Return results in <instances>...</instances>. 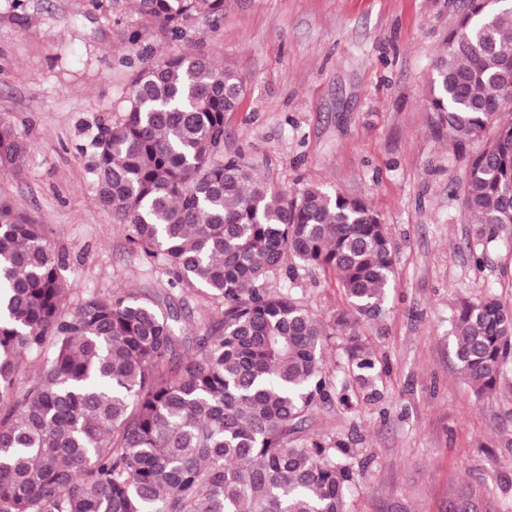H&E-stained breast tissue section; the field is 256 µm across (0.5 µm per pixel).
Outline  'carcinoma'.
Listing matches in <instances>:
<instances>
[{"label":"carcinoma","mask_w":512,"mask_h":512,"mask_svg":"<svg viewBox=\"0 0 512 512\" xmlns=\"http://www.w3.org/2000/svg\"><path fill=\"white\" fill-rule=\"evenodd\" d=\"M172 38L224 0H137ZM431 122L468 156L461 206L484 246L512 232V0H468L434 64ZM240 76L198 53L150 60L124 119L98 141L96 195L147 259L198 287L222 318L189 353L180 314L127 291L66 307L46 225L0 204V512H346L345 443L298 434L332 400L330 333L299 302L265 288L294 268L334 274L350 314L378 321L393 287L394 249L361 198L308 186L293 195L224 157V118ZM28 144L0 123V171L21 172ZM454 356L478 397L500 388L512 357V307L489 293L451 316ZM348 364L374 369L359 337ZM457 493L452 512H474Z\"/></svg>","instance_id":"obj_1"}]
</instances>
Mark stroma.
<instances>
[{
	"label": "stroma",
	"instance_id": "1",
	"mask_svg": "<svg viewBox=\"0 0 512 512\" xmlns=\"http://www.w3.org/2000/svg\"><path fill=\"white\" fill-rule=\"evenodd\" d=\"M21 2L25 25L13 19ZM466 0H225L211 29L192 20L165 37L133 0H0V121L30 150L21 175L0 174V202L47 225L69 264L70 304L119 289L180 310L186 337L221 317L208 295L181 287L165 260L134 252L125 225L94 187L96 143L126 112L147 57L204 52L244 81L224 121L225 155L242 154L278 188L317 185L366 200L395 250L386 316L357 331L375 362L369 387L351 374L346 338L325 355L350 405L319 408L312 433L344 440L354 480L348 512H448L467 488L480 512H512V363L479 398L449 344L455 303L492 293L512 305V236L474 258L476 226L450 184L462 182L448 133L429 124L433 61ZM139 32L143 56L129 54ZM266 287L325 323L346 306L335 277L296 266Z\"/></svg>",
	"mask_w": 512,
	"mask_h": 512
}]
</instances>
